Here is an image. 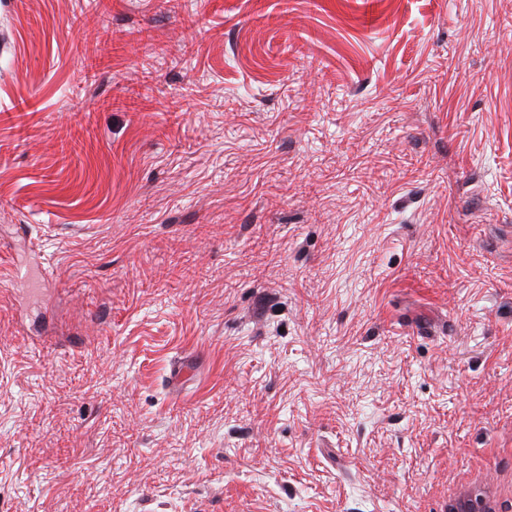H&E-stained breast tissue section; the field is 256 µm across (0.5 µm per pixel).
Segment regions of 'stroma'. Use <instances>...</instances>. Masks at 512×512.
<instances>
[{"mask_svg": "<svg viewBox=\"0 0 512 512\" xmlns=\"http://www.w3.org/2000/svg\"><path fill=\"white\" fill-rule=\"evenodd\" d=\"M511 445L512 0H0V512H438ZM200 359L193 353L177 356L170 367L169 384L172 390L179 391L193 382L199 372Z\"/></svg>", "mask_w": 512, "mask_h": 512, "instance_id": "stroma-1", "label": "stroma"}]
</instances>
